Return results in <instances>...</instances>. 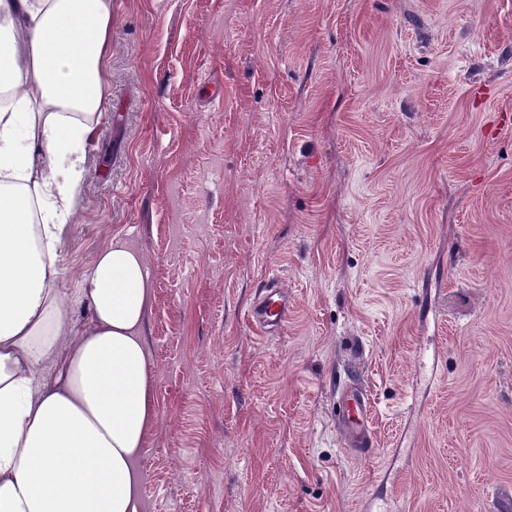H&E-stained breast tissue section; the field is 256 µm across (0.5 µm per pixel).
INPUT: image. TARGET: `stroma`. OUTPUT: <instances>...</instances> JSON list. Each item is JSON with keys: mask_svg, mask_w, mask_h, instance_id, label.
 <instances>
[{"mask_svg": "<svg viewBox=\"0 0 512 512\" xmlns=\"http://www.w3.org/2000/svg\"><path fill=\"white\" fill-rule=\"evenodd\" d=\"M108 66L59 286L146 256L143 512H512V0H112ZM250 315L253 321L265 330L281 327L288 318V305L277 290L266 295L252 307ZM345 420L343 435L350 448L372 444L370 428V404L358 388L350 389L339 402Z\"/></svg>", "mask_w": 512, "mask_h": 512, "instance_id": "35a3bbf8", "label": "stroma"}]
</instances>
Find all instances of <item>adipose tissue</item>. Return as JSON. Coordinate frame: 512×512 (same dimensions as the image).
<instances>
[{
    "instance_id": "adipose-tissue-1",
    "label": "adipose tissue",
    "mask_w": 512,
    "mask_h": 512,
    "mask_svg": "<svg viewBox=\"0 0 512 512\" xmlns=\"http://www.w3.org/2000/svg\"><path fill=\"white\" fill-rule=\"evenodd\" d=\"M111 49L112 0H0V512L141 509L147 260L116 235L57 287Z\"/></svg>"
}]
</instances>
